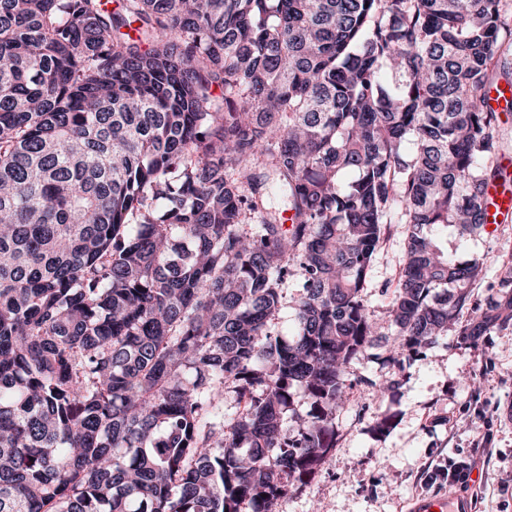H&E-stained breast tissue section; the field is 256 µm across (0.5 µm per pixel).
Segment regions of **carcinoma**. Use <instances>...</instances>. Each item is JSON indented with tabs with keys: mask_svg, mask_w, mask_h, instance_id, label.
Returning <instances> with one entry per match:
<instances>
[{
	"mask_svg": "<svg viewBox=\"0 0 512 512\" xmlns=\"http://www.w3.org/2000/svg\"><path fill=\"white\" fill-rule=\"evenodd\" d=\"M108 2L0 0V512H274L351 367L404 368L484 275L436 231L486 226L507 3ZM508 326L505 262L456 345ZM408 224H389L386 238L377 250L370 273L368 291L371 292L374 318L384 322L387 317V295L384 287L391 289L399 276L407 243Z\"/></svg>",
	"mask_w": 512,
	"mask_h": 512,
	"instance_id": "cac0c4a2",
	"label": "carcinoma"
}]
</instances>
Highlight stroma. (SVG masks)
Returning <instances> with one entry per match:
<instances>
[{"label": "stroma", "mask_w": 512, "mask_h": 512, "mask_svg": "<svg viewBox=\"0 0 512 512\" xmlns=\"http://www.w3.org/2000/svg\"><path fill=\"white\" fill-rule=\"evenodd\" d=\"M408 227L389 225L370 273L372 312L387 317L385 291L398 279ZM440 243L463 261L487 270L470 289L465 325L483 306L502 261L512 259V223L459 242L454 233ZM354 365L347 377L349 402L333 419L336 446L314 478L281 499L276 512H415L418 504L458 497L469 512H512V327L494 330L478 348L437 345L404 368L386 362L385 348ZM396 376V395L372 393L370 381ZM393 416L388 433L375 435L372 423ZM490 435L493 454L476 458L467 485L441 476L450 462L473 456V441Z\"/></svg>", "instance_id": "35a3bbf8"}]
</instances>
